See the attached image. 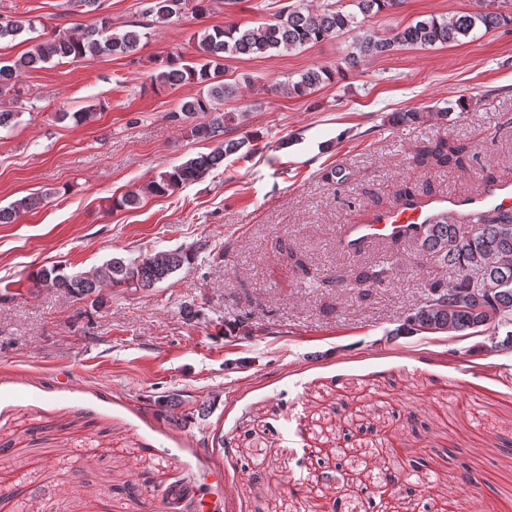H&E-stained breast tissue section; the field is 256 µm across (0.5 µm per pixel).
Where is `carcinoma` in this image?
<instances>
[{"mask_svg": "<svg viewBox=\"0 0 512 512\" xmlns=\"http://www.w3.org/2000/svg\"><path fill=\"white\" fill-rule=\"evenodd\" d=\"M363 18L388 13L400 0H350ZM214 0H149L144 10L156 23L192 14L205 17ZM357 14V15H359ZM357 15L331 3L320 10L295 4L284 6L271 19L243 29L231 23L223 27L206 28L193 35L194 59L187 62L181 54L170 53L157 63L152 83L174 86L193 82L207 87L206 92L184 102L171 113L175 120L189 121L196 116L209 115L207 122L192 126L193 136L209 140L224 132V101L233 97L235 86L224 82V59L242 56H262L272 52H290L315 45L339 33L360 27ZM512 26V12L493 10L488 0H478L477 9L448 16L425 18L405 27H398L387 36L365 32L358 36L351 51L343 59L345 68L358 69L366 60L390 54L404 47L459 45L476 29L485 31ZM140 22H130L120 34L105 35L110 21L102 19L80 35L55 32L52 36L32 45L14 60L0 61V98L6 96L24 73L54 58L78 62L86 57L127 54L139 49L142 34ZM30 19L0 16V40L15 37L26 29H33ZM336 70L327 66L309 68L300 79L283 85L291 95L306 96L321 85L330 82ZM464 109L457 101L438 112L404 110L388 116L392 126H413L429 121H445L455 109ZM255 137L244 136L226 140L206 155L191 158L169 170L161 172L145 186V192L155 196L171 195L175 191L201 179L208 171L218 167L224 158L242 148L254 149ZM460 146L442 141L435 149L419 151L422 157L432 156L436 162L446 164L455 159L463 165ZM39 198L22 197L7 208H0V224L11 222L13 215L35 208ZM418 255L432 265L451 273L429 281L425 297L409 309L393 335L446 334L462 337L484 336L487 349L512 351V211L493 209L472 228L466 224H450L448 216L441 215L426 225L417 238ZM193 253L183 249L161 251L140 262H128L114 257L88 275H69L60 268L41 269L33 276L38 288H52L81 300L101 294L103 288L134 283L151 287L167 279L186 264H191ZM389 267L375 261L368 262L355 276L353 287L365 297L370 289L388 282ZM423 465L420 458L407 460V466L385 468L377 476L381 484L408 479L409 472Z\"/></svg>", "mask_w": 512, "mask_h": 512, "instance_id": "cac0c4a2", "label": "carcinoma"}]
</instances>
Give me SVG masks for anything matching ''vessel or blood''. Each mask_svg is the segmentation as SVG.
Returning <instances> with one entry per match:
<instances>
[{"label": "vessel or blood", "instance_id": "1", "mask_svg": "<svg viewBox=\"0 0 512 512\" xmlns=\"http://www.w3.org/2000/svg\"><path fill=\"white\" fill-rule=\"evenodd\" d=\"M462 210L474 217L481 214L482 204L477 199L452 196L401 202L394 209L377 212L369 223L352 225L346 238L347 250L353 253L372 242L415 236L437 215L453 216Z\"/></svg>", "mask_w": 512, "mask_h": 512}]
</instances>
